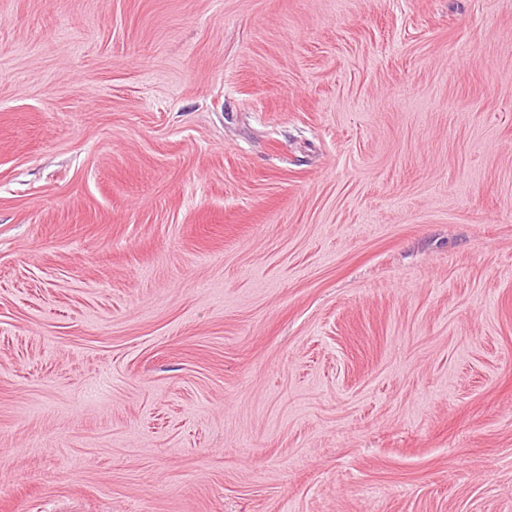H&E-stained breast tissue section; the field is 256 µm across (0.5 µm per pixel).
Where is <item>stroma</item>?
<instances>
[{
	"mask_svg": "<svg viewBox=\"0 0 512 512\" xmlns=\"http://www.w3.org/2000/svg\"><path fill=\"white\" fill-rule=\"evenodd\" d=\"M0 512H512V0H0Z\"/></svg>",
	"mask_w": 512,
	"mask_h": 512,
	"instance_id": "obj_1",
	"label": "stroma"
}]
</instances>
